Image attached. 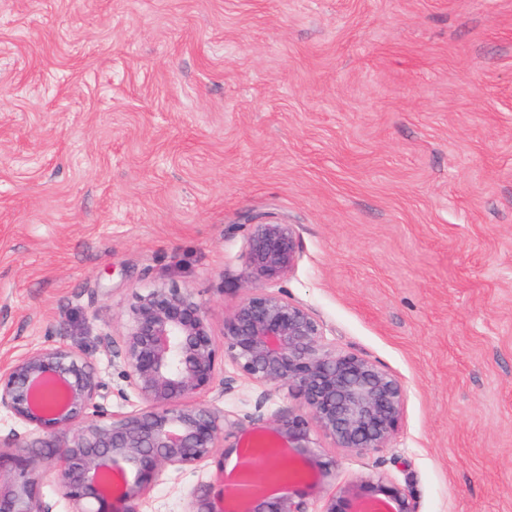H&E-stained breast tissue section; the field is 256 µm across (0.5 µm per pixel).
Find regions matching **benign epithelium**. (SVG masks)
<instances>
[{"instance_id":"1","label":"benign epithelium","mask_w":512,"mask_h":512,"mask_svg":"<svg viewBox=\"0 0 512 512\" xmlns=\"http://www.w3.org/2000/svg\"><path fill=\"white\" fill-rule=\"evenodd\" d=\"M300 241L286 222L250 224L246 231L245 294L224 318L222 341L208 309L187 288H150L136 295L125 330L99 342L112 387L87 356L65 341L0 362V413L18 428L0 436V512H55L41 472H56L72 512H140V503L168 471L211 463L224 477V456L249 447L248 477L214 494L203 485L187 512H311V500L336 471L312 433L335 447L366 453L398 433L406 402L401 381L375 362L326 343L324 325L278 287L294 269ZM252 382L261 409L287 389L306 414L234 415L223 395L225 361ZM58 396L48 404L44 390ZM133 393L141 407L113 408ZM135 472L127 477L126 468ZM288 471L285 492L266 474ZM417 512L408 491L387 477L360 478L326 499L321 512Z\"/></svg>"}]
</instances>
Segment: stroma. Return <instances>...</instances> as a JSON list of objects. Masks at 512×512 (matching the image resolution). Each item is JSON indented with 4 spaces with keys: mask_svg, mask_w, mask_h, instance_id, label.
<instances>
[{
    "mask_svg": "<svg viewBox=\"0 0 512 512\" xmlns=\"http://www.w3.org/2000/svg\"><path fill=\"white\" fill-rule=\"evenodd\" d=\"M276 221L283 289L407 389L389 447L317 436L314 512L378 476L417 512H512V0H0V360L63 339L110 374L98 336L145 288L221 335ZM224 379L226 411L305 410Z\"/></svg>",
    "mask_w": 512,
    "mask_h": 512,
    "instance_id": "35a3bbf8",
    "label": "stroma"
}]
</instances>
